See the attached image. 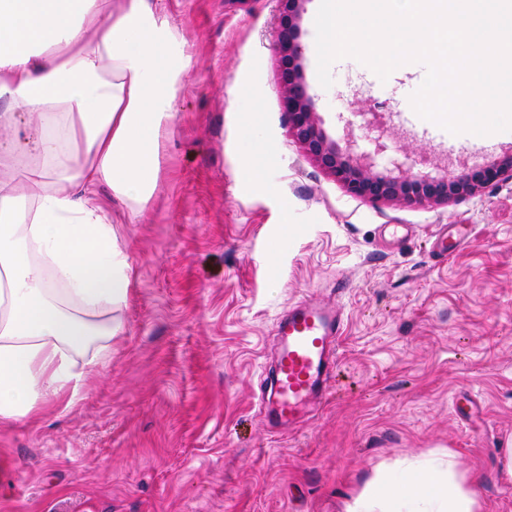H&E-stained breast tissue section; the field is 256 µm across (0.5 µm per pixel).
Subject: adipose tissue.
<instances>
[{
  "label": "adipose tissue",
  "mask_w": 512,
  "mask_h": 512,
  "mask_svg": "<svg viewBox=\"0 0 512 512\" xmlns=\"http://www.w3.org/2000/svg\"><path fill=\"white\" fill-rule=\"evenodd\" d=\"M151 0H0V124L37 116L0 169V419L77 391L123 329L129 262L98 184L138 216L157 178L159 138L184 70ZM454 462L381 480L346 512H481Z\"/></svg>",
  "instance_id": "1"
}]
</instances>
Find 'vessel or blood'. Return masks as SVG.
Returning <instances> with one entry per match:
<instances>
[{"instance_id": "1", "label": "vessel or blood", "mask_w": 512, "mask_h": 512, "mask_svg": "<svg viewBox=\"0 0 512 512\" xmlns=\"http://www.w3.org/2000/svg\"><path fill=\"white\" fill-rule=\"evenodd\" d=\"M344 326L342 310L324 302L305 300L280 316L271 395L261 402L272 428L292 431L314 417L338 364Z\"/></svg>"}]
</instances>
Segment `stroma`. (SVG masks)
Listing matches in <instances>:
<instances>
[{"instance_id":"stroma-1","label":"stroma","mask_w":512,"mask_h":512,"mask_svg":"<svg viewBox=\"0 0 512 512\" xmlns=\"http://www.w3.org/2000/svg\"><path fill=\"white\" fill-rule=\"evenodd\" d=\"M153 3L187 63L156 187L134 219L95 189L130 264L123 331L77 395L0 421V512H344L372 480L447 456L482 512H512V180L415 206L351 196L289 130L276 0ZM319 3L298 41L329 139L376 172L407 158L434 178L512 153V131L419 118L422 64L383 81L344 58L323 88ZM445 224L463 238L441 259ZM309 299L343 309L340 361L317 416L277 433L258 406L275 327Z\"/></svg>"}]
</instances>
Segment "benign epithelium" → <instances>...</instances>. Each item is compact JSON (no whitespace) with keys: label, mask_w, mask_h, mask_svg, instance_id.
<instances>
[{"label":"benign epithelium","mask_w":512,"mask_h":512,"mask_svg":"<svg viewBox=\"0 0 512 512\" xmlns=\"http://www.w3.org/2000/svg\"><path fill=\"white\" fill-rule=\"evenodd\" d=\"M280 18L277 41L283 67L282 105L290 129L305 151L331 174L346 191L372 202L395 200L405 205L446 201L474 194L505 178L512 179V154L497 162L481 165L460 175L432 178L413 175L406 163H394L399 175L374 173L359 163L352 147L340 149L329 140L314 118L311 99L301 83L302 48L297 42L296 20L305 0H277Z\"/></svg>","instance_id":"7a95c632"}]
</instances>
